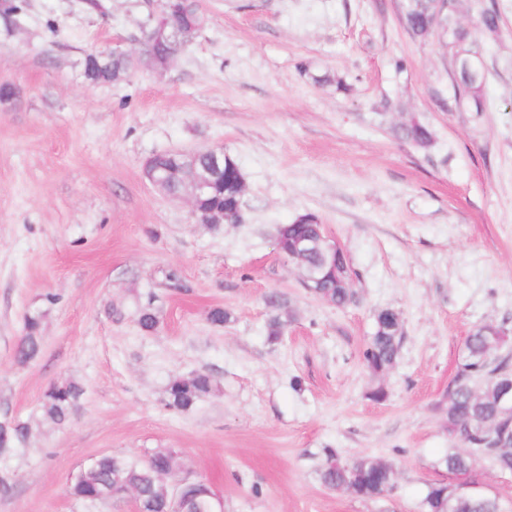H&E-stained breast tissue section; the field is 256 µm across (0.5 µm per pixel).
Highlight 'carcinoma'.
<instances>
[{
	"mask_svg": "<svg viewBox=\"0 0 512 512\" xmlns=\"http://www.w3.org/2000/svg\"><path fill=\"white\" fill-rule=\"evenodd\" d=\"M460 0H403L402 20L413 36L424 38L434 32L432 21L441 13L448 24L451 39L459 50L468 52L478 45L479 37L497 38L500 16L492 5L483 0H471L476 13L472 28L457 20ZM25 0H0V21L5 28L14 26L23 12ZM183 14L203 28L206 17L201 0H182ZM168 47V41L148 47L141 58L110 53L89 54L83 60L84 77L94 84L112 83L127 74L136 62L155 66L156 55ZM487 71L478 70L473 76L460 69L451 79L448 89V111L459 104L470 112L484 111L483 90ZM402 135L426 146L431 142L430 133L423 124L412 121L402 127ZM324 234V227L317 222L282 224L278 230L280 252L288 249V240L303 238L316 240ZM317 297L337 306L345 307L354 294L327 281L317 289ZM272 314L267 321L268 334L278 337L288 326L290 314L281 296L271 294L266 298ZM46 311L39 310L25 319L24 333L15 352L14 360L24 366L42 352V320ZM136 325L140 332L151 334L159 325L158 314L149 300L138 306ZM402 336L379 328L375 329L363 353L364 362L378 374L391 367L398 357ZM512 341L511 336H495L474 327L464 344V363L455 379L448 385L445 404V422L448 435L460 446L446 449L435 461L434 467L448 473V484H430L423 499L424 512H503L495 497L485 495L471 498L463 488L475 483L474 461L484 458L500 472H512V446L498 445L499 435L512 431V418L503 414L497 400L496 372L509 367V356L502 350ZM220 392L218 381L208 372L196 371L188 376H176L168 384L166 407L174 412H188ZM82 386L74 380L51 384L40 401L41 416L59 427L68 425L74 416L81 396ZM31 427L26 421L11 419L0 421V456L25 446L30 439ZM184 459L171 448H154L139 460L121 454H101L83 467L71 484L75 499L89 504L107 505L123 500L128 492L137 493L139 512H207L212 489L207 484L191 480ZM319 480L328 489H343L361 498H380L394 489L393 468L387 462L368 455L343 461L338 454L327 451L319 469Z\"/></svg>",
	"mask_w": 512,
	"mask_h": 512,
	"instance_id": "obj_1",
	"label": "carcinoma"
}]
</instances>
